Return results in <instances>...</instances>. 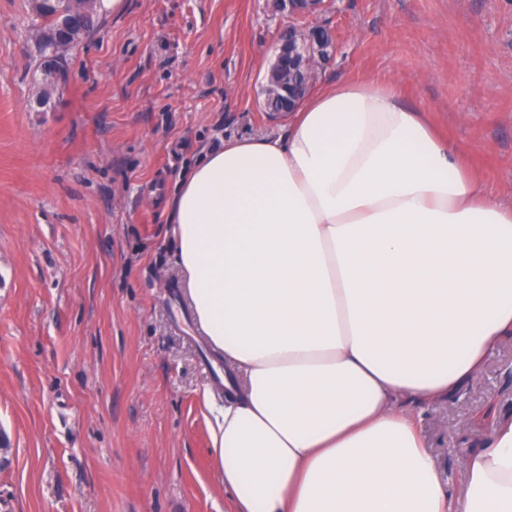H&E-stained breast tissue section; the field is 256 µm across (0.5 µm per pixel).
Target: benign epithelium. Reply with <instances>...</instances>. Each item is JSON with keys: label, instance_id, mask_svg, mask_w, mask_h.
Returning <instances> with one entry per match:
<instances>
[{"label": "benign epithelium", "instance_id": "7a95c632", "mask_svg": "<svg viewBox=\"0 0 512 512\" xmlns=\"http://www.w3.org/2000/svg\"><path fill=\"white\" fill-rule=\"evenodd\" d=\"M275 12L288 17L289 24L279 31L274 60L264 75L262 109L274 116L293 111L316 87L323 66L335 52V38L323 25L313 22L322 14L328 0H271ZM56 44L72 46L85 40L88 5L71 0V8L58 12ZM41 82L33 103L44 108L52 88L65 79L58 57L50 52L40 59Z\"/></svg>", "mask_w": 512, "mask_h": 512}]
</instances>
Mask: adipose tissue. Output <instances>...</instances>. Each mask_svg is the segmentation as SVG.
Segmentation results:
<instances>
[{
  "instance_id": "1",
  "label": "adipose tissue",
  "mask_w": 512,
  "mask_h": 512,
  "mask_svg": "<svg viewBox=\"0 0 512 512\" xmlns=\"http://www.w3.org/2000/svg\"><path fill=\"white\" fill-rule=\"evenodd\" d=\"M193 322L224 358L211 445L234 512H512V419L442 482L415 408L512 337V202L394 81L327 83L225 141L166 202Z\"/></svg>"
}]
</instances>
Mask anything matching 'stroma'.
Wrapping results in <instances>:
<instances>
[{
    "label": "stroma",
    "instance_id": "obj_1",
    "mask_svg": "<svg viewBox=\"0 0 512 512\" xmlns=\"http://www.w3.org/2000/svg\"><path fill=\"white\" fill-rule=\"evenodd\" d=\"M323 81L396 80L512 199V0H330ZM287 18L266 0H125L29 108V0H0V512H233L206 401L224 359L183 297L164 195L260 106ZM512 417V338L421 414L444 483Z\"/></svg>",
    "mask_w": 512,
    "mask_h": 512
}]
</instances>
